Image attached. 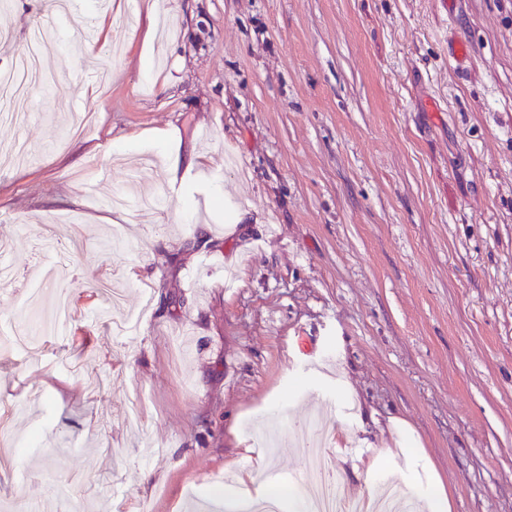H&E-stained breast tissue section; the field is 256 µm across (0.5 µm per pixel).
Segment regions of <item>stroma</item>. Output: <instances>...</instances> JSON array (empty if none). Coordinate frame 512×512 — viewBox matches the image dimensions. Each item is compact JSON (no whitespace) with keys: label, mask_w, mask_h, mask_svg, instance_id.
I'll use <instances>...</instances> for the list:
<instances>
[{"label":"stroma","mask_w":512,"mask_h":512,"mask_svg":"<svg viewBox=\"0 0 512 512\" xmlns=\"http://www.w3.org/2000/svg\"><path fill=\"white\" fill-rule=\"evenodd\" d=\"M156 2L0 6V72L53 32L48 85L0 123V158L29 146L0 165V239L41 285L0 289V316L70 304L68 342L0 344V512L263 495L328 401L343 497L433 473L450 512H512V0Z\"/></svg>","instance_id":"obj_1"}]
</instances>
